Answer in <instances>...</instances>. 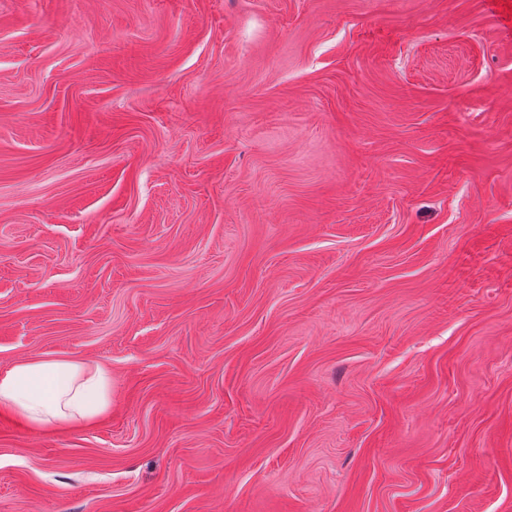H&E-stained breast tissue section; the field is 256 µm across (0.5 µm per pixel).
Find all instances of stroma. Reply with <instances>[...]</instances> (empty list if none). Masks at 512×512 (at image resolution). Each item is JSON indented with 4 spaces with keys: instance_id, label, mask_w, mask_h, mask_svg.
<instances>
[{
    "instance_id": "stroma-1",
    "label": "stroma",
    "mask_w": 512,
    "mask_h": 512,
    "mask_svg": "<svg viewBox=\"0 0 512 512\" xmlns=\"http://www.w3.org/2000/svg\"><path fill=\"white\" fill-rule=\"evenodd\" d=\"M0 512H512V0H0ZM112 377L79 360L18 361L0 369V411L36 429L88 424L111 405Z\"/></svg>"
}]
</instances>
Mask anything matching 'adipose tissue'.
Listing matches in <instances>:
<instances>
[{
    "instance_id": "ef3b65f1",
    "label": "adipose tissue",
    "mask_w": 512,
    "mask_h": 512,
    "mask_svg": "<svg viewBox=\"0 0 512 512\" xmlns=\"http://www.w3.org/2000/svg\"><path fill=\"white\" fill-rule=\"evenodd\" d=\"M112 398L108 369L79 360L18 361L0 369V411L36 429L88 424Z\"/></svg>"
}]
</instances>
